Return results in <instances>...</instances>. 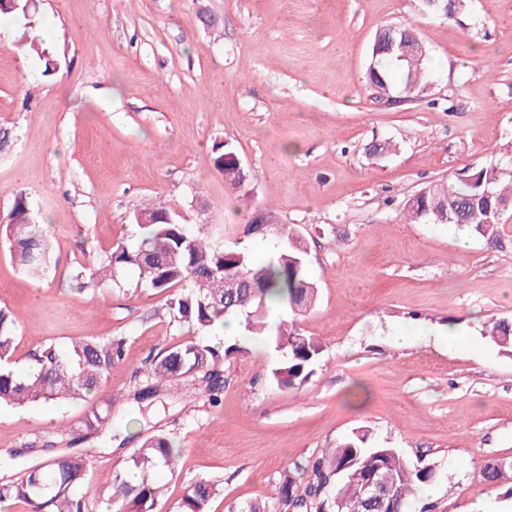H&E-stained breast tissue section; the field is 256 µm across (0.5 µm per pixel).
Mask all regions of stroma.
I'll use <instances>...</instances> for the list:
<instances>
[{
  "label": "stroma",
  "mask_w": 512,
  "mask_h": 512,
  "mask_svg": "<svg viewBox=\"0 0 512 512\" xmlns=\"http://www.w3.org/2000/svg\"><path fill=\"white\" fill-rule=\"evenodd\" d=\"M220 16L218 30L198 15ZM58 68L21 52L20 26L0 30V213L25 195L52 239L50 274L35 279L0 246V308L18 320L15 360L88 335L122 336L125 356L104 393L112 422L86 434L101 397L0 409V478L13 479L68 443L90 453L81 492L89 512L134 448L162 434L179 449L158 474L154 512H177L190 484L215 481L209 512L264 498L281 474L367 430L414 465L437 463L435 512H512L504 485L480 476L512 459V355L480 334L512 320V213L503 239L455 242L448 224L405 222L402 203L459 170L512 160V0H468L465 14H424L419 0H41ZM416 25L429 49L432 90L408 101L365 82L377 29ZM397 149L370 155L371 145ZM233 145L246 191L214 168V143ZM160 201L182 223L220 226L218 245L258 260L277 250L246 228L269 208L308 246L315 307L297 318L323 345L300 389L278 386L284 360L257 343L225 358L218 403L181 379L135 400L137 378L163 348L189 338L165 294L119 284L78 290L87 258L136 231L135 212ZM455 324L466 346L398 345L395 334Z\"/></svg>",
  "instance_id": "1"
}]
</instances>
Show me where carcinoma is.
<instances>
[{"mask_svg": "<svg viewBox=\"0 0 512 512\" xmlns=\"http://www.w3.org/2000/svg\"><path fill=\"white\" fill-rule=\"evenodd\" d=\"M468 0H438L423 9L433 15L463 13ZM24 20L17 46L37 59L43 75L55 71L56 48L36 33L38 5L24 0L12 7L0 0V14ZM404 40L401 54L389 49L390 38ZM427 49L413 25L379 29L367 65V83L379 94L390 93L394 84L409 98L425 99L431 83L425 67ZM214 166L224 172L225 183L243 188L249 173L235 148L216 143L211 151ZM504 169L483 167L454 184L428 186L410 196L403 205L411 222L465 225L489 244L500 240L501 217L512 209V178L502 183ZM257 217L249 232L271 235L281 249L267 263L254 261L246 250L224 251L210 236L192 231L178 215L158 203L136 213V237L119 242L104 259L82 266L76 275L80 289L108 282L119 283L131 268L145 288L168 294L167 306L174 321L190 328L217 330L230 317L244 318L245 334L222 348L202 340H184L161 350L153 359L145 379L148 385L135 391L142 400L161 392L178 378H191L205 385L209 400L217 402L221 389L224 358L249 352L256 342L272 341L285 351V361L272 371L279 386L296 389L314 374L323 346L301 332L294 319H282L272 328L265 321L268 310L277 306L292 315L311 308L317 288L307 275V243L294 227L267 224ZM12 261L24 272L37 274L48 267L51 244L42 225L35 223L27 199L16 197L0 224ZM17 320L0 309V408L21 407L38 401H84L103 390L112 368L124 358L123 339L86 336L64 350L48 343L30 355L28 368H12ZM500 350L512 351V321L497 319L481 330ZM112 399L86 417L87 429L103 426L110 418ZM177 450L164 435L148 437L112 477V486L102 503L109 512H152L161 494L153 475L172 469ZM93 465L85 454L54 455L17 480L0 484V501L11 498L31 505L32 512H86L76 490L87 481ZM512 473V462L483 469V477L495 484ZM438 477L437 465H412L396 448L371 441L369 431L355 432L327 454L296 473L281 475L267 497L232 506L228 512H334V499L344 502V512H406L417 490ZM373 481L385 490L384 503L370 509L362 496L363 486ZM217 485L200 479L184 494L177 512H208Z\"/></svg>", "mask_w": 512, "mask_h": 512, "instance_id": "carcinoma-1", "label": "carcinoma"}]
</instances>
